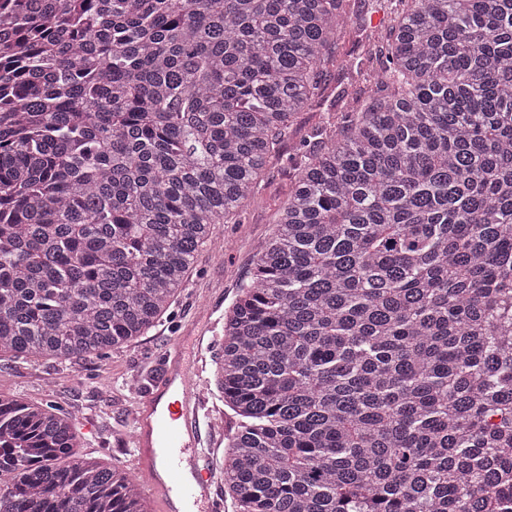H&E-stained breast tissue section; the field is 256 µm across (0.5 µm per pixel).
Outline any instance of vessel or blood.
I'll list each match as a JSON object with an SVG mask.
<instances>
[{
	"mask_svg": "<svg viewBox=\"0 0 512 512\" xmlns=\"http://www.w3.org/2000/svg\"><path fill=\"white\" fill-rule=\"evenodd\" d=\"M209 325L180 338L153 389L139 392L133 411V470L158 495L161 512H224L215 490L211 451L222 433L201 432L206 400L199 392L206 367Z\"/></svg>",
	"mask_w": 512,
	"mask_h": 512,
	"instance_id": "1",
	"label": "vessel or blood"
}]
</instances>
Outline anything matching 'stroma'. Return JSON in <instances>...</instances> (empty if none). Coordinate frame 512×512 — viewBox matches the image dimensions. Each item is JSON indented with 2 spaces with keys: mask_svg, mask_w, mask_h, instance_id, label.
<instances>
[{
  "mask_svg": "<svg viewBox=\"0 0 512 512\" xmlns=\"http://www.w3.org/2000/svg\"><path fill=\"white\" fill-rule=\"evenodd\" d=\"M390 0H354V11L364 20L369 41L342 37L338 54L367 55L379 65L383 36L391 24ZM322 104L302 113L292 134L300 137L324 114H346L363 94L358 78L333 71ZM294 174L271 164L259 192L251 199L240 224H217L212 229L217 247L203 248L190 274V283L171 306L168 317L136 344L113 351L104 362L80 360L71 364L49 361L9 363L0 370V391L22 395L34 403L51 402L75 412L81 451L103 462L130 467L131 413L134 389L151 387L162 369V355L177 334L205 320L206 303L217 299L228 310L239 287L248 281L255 255L272 235L274 221L288 198Z\"/></svg>",
  "mask_w": 512,
  "mask_h": 512,
  "instance_id": "1",
  "label": "stroma"
}]
</instances>
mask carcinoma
<instances>
[{"mask_svg": "<svg viewBox=\"0 0 512 512\" xmlns=\"http://www.w3.org/2000/svg\"><path fill=\"white\" fill-rule=\"evenodd\" d=\"M224 315L234 512H495L512 457V0H396ZM351 0H0V361L155 327L321 101ZM0 392V512H152Z\"/></svg>", "mask_w": 512, "mask_h": 512, "instance_id": "cac0c4a2", "label": "carcinoma"}]
</instances>
